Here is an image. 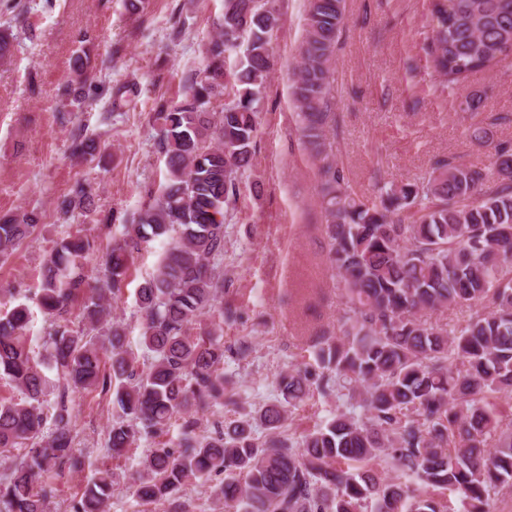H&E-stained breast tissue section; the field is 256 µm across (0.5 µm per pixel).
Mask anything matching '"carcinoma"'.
<instances>
[{
    "mask_svg": "<svg viewBox=\"0 0 512 512\" xmlns=\"http://www.w3.org/2000/svg\"><path fill=\"white\" fill-rule=\"evenodd\" d=\"M273 0H224L205 46L204 78L155 112L167 179L92 277L96 241L68 234L47 253L32 304L0 310V379L24 398L0 401V512H47L48 479L83 467L75 447L74 395L112 397L105 448L119 458L155 438L135 485L143 505L178 509L189 483L211 484L224 512H494L512 493V148L495 151L493 173L439 159L418 181L358 194L328 151L332 64L346 0H306L292 79L299 128L318 161L327 261L344 305L336 335L313 345L311 361L276 381L279 399L208 430L193 414L224 405V336L192 333L224 308V224L252 166L262 94L275 65L280 16ZM433 69L450 83L512 55V0H431ZM74 98L97 86L74 58ZM137 94L112 91L107 112ZM221 103L219 119L209 111ZM100 148L82 134L71 155ZM64 208L92 211L83 188ZM39 211L0 217V257L39 227ZM168 242L155 274L137 289L141 369L124 330L107 325L112 296L144 243ZM79 306L81 320L71 319ZM37 308L49 323L43 359L26 335ZM458 310L450 324L428 314ZM48 365L54 397L43 399ZM342 406L301 436L292 410L313 392ZM182 421L178 443L161 439ZM115 473L98 470L71 512H106Z\"/></svg>",
    "mask_w": 512,
    "mask_h": 512,
    "instance_id": "obj_1",
    "label": "carcinoma"
}]
</instances>
